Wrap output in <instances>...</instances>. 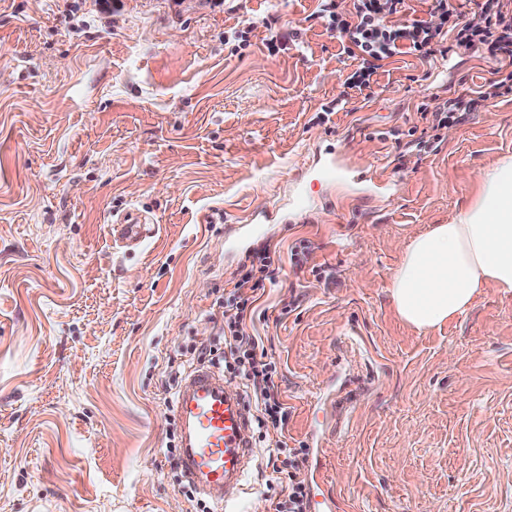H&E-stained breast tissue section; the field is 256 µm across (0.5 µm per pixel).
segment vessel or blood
<instances>
[{"label": "vessel or blood", "mask_w": 512, "mask_h": 512, "mask_svg": "<svg viewBox=\"0 0 512 512\" xmlns=\"http://www.w3.org/2000/svg\"><path fill=\"white\" fill-rule=\"evenodd\" d=\"M145 217L126 215L111 227L114 238L134 247L151 237ZM176 410L181 424L180 466L199 491L221 497L225 484L242 483L254 453L251 418L241 395L229 393L222 376L209 370L189 375Z\"/></svg>", "instance_id": "vessel-or-blood-1"}]
</instances>
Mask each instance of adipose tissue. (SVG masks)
<instances>
[{
    "instance_id": "adipose-tissue-1",
    "label": "adipose tissue",
    "mask_w": 512,
    "mask_h": 512,
    "mask_svg": "<svg viewBox=\"0 0 512 512\" xmlns=\"http://www.w3.org/2000/svg\"><path fill=\"white\" fill-rule=\"evenodd\" d=\"M477 192L448 223L405 245L390 279L398 316L420 330L466 313L487 286L512 293V155L479 171Z\"/></svg>"
}]
</instances>
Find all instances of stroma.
Listing matches in <instances>:
<instances>
[{"label": "stroma", "mask_w": 512, "mask_h": 512, "mask_svg": "<svg viewBox=\"0 0 512 512\" xmlns=\"http://www.w3.org/2000/svg\"><path fill=\"white\" fill-rule=\"evenodd\" d=\"M110 4L0 0V512H273L266 448L220 502L167 457L180 385L266 247L283 272L250 331L307 446L308 512H512V294L419 331L389 293L406 241L512 154V93L448 129L421 116L496 63L395 57L321 124L358 62L317 0ZM271 21L298 45L270 52ZM331 145L361 179L325 176ZM130 211L157 226L134 248L110 231ZM301 238L326 277L289 263Z\"/></svg>", "instance_id": "stroma-1"}]
</instances>
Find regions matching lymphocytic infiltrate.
Instances as JSON below:
<instances>
[{
  "label": "lymphocytic infiltrate",
  "mask_w": 512,
  "mask_h": 512,
  "mask_svg": "<svg viewBox=\"0 0 512 512\" xmlns=\"http://www.w3.org/2000/svg\"><path fill=\"white\" fill-rule=\"evenodd\" d=\"M348 15L337 10L336 0H318L316 14L335 32L344 53L358 59L357 69L345 80L349 89H371L384 61L412 55L429 61L436 55L477 52L512 68V13L501 0H480L477 11L459 20L453 0H434L430 18L400 23L396 14L407 12V0H351ZM281 272L269 250L255 253L250 266L224 298V370L239 377L249 389L258 413L261 439H273L268 466L287 478L286 492L274 502V512H307L306 486L296 475L299 451L281 435L288 411L281 399L279 371L269 359L261 337L248 331L247 317L266 284L276 283Z\"/></svg>",
  "instance_id": "obj_1"
}]
</instances>
